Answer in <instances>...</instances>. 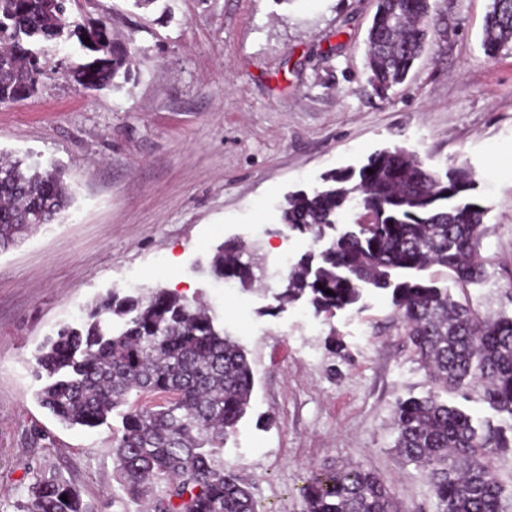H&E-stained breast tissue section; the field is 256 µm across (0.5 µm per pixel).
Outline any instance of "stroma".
Masks as SVG:
<instances>
[{"label":"stroma","mask_w":512,"mask_h":512,"mask_svg":"<svg viewBox=\"0 0 512 512\" xmlns=\"http://www.w3.org/2000/svg\"><path fill=\"white\" fill-rule=\"evenodd\" d=\"M440 22L408 80L375 94L365 38L376 0H85L114 38H134L130 76L83 91L61 67L69 45L46 43L38 93L0 105V151L58 165L72 205L0 252V512H14L35 475L73 484L98 512L127 503L112 458L119 415L68 426L40 406L41 345L108 293L163 287L203 304L246 349L251 406L221 460L248 484L259 512H301L311 469L374 472L407 512H437L423 468L395 451L398 400L423 396L391 295L364 290L327 318L306 300L280 306L282 256L321 243L280 220L288 193L324 173L360 167L377 150L415 151L439 171L464 165L487 207L480 280L461 289L443 268L428 277L483 321L512 316V50L487 57L489 0H437ZM239 239L265 264L249 291L210 278L215 249ZM477 427L512 435V417L482 390L444 395Z\"/></svg>","instance_id":"stroma-1"}]
</instances>
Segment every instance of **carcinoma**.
I'll use <instances>...</instances> for the list:
<instances>
[{
  "mask_svg": "<svg viewBox=\"0 0 512 512\" xmlns=\"http://www.w3.org/2000/svg\"><path fill=\"white\" fill-rule=\"evenodd\" d=\"M74 0H0V105L33 97L43 74L39 45L73 42L86 61L64 73L86 90L117 86L129 75L134 39L114 40L104 18L77 20ZM439 21L432 0H378L367 35L368 82L384 95L405 82ZM494 57L512 50V0H491L482 36ZM373 173H367V170ZM473 174L445 173L401 146L371 154L355 171L335 170L310 193L288 194L282 223L319 242L352 216V229L332 237L316 256L305 254L288 272L281 305L304 298L317 313L354 306L364 286L392 290L406 344L429 371L423 397L397 402L395 448L423 467L439 512H512V495L489 465V455L512 447L492 429L480 433L440 392L479 386L486 401L512 417V316L481 323L448 288L418 273L440 266L461 287L482 275L477 246L487 208L474 201ZM71 200L59 169L30 167L0 152V252L30 230L49 224ZM249 248L227 240L210 262L216 280L248 288L257 280ZM333 291L328 295L325 290ZM47 383L40 405L70 426L96 427L120 413L112 457L125 494L141 500L164 485L152 512H257L250 488L220 455L250 406L254 374L243 347L224 335L207 310L165 288L147 299L116 292L97 301L77 327L64 326L35 356ZM67 496L62 501L61 496ZM303 512H407L372 472L317 468L301 489ZM16 512H91L80 491L58 477H37Z\"/></svg>",
  "mask_w": 512,
  "mask_h": 512,
  "instance_id": "obj_1",
  "label": "carcinoma"
}]
</instances>
